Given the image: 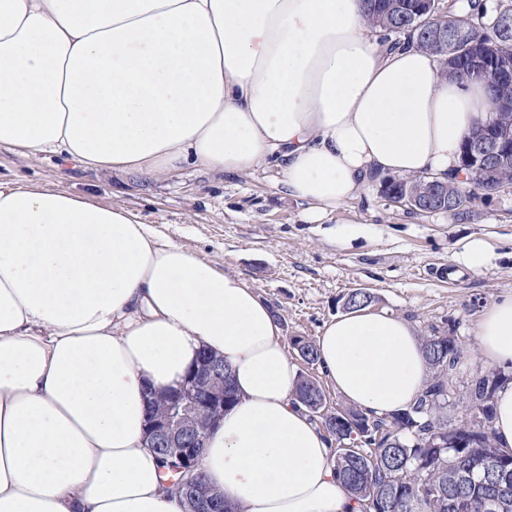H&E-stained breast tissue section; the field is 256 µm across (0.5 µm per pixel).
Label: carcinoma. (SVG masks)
Instances as JSON below:
<instances>
[{"label": "carcinoma", "mask_w": 512, "mask_h": 512, "mask_svg": "<svg viewBox=\"0 0 512 512\" xmlns=\"http://www.w3.org/2000/svg\"><path fill=\"white\" fill-rule=\"evenodd\" d=\"M448 31V46L436 48L428 40L426 9ZM467 18L443 11L426 0H363L368 24L389 34L406 33L440 58L446 76L477 78L484 82L495 117L478 127L484 134L512 138V28L503 34L500 21L512 17V5L488 12L482 0H468ZM479 56L478 72L471 58ZM428 174L398 177L397 192L418 191L421 209L455 211L462 196L488 198L504 184H512V154L478 180L465 177L448 184V196L426 198ZM431 381L418 402L394 413L391 419L374 418L343 404L323 411L321 386L301 376L295 395L314 413L329 440L336 442L334 467L346 491L362 512H497L494 500L512 499V452L496 447L493 432V397L496 382L482 379L467 396L469 418L450 424L444 417L449 378L464 354L453 336L434 331L422 337Z\"/></svg>", "instance_id": "cac0c4a2"}]
</instances>
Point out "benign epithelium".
<instances>
[{"instance_id": "obj_1", "label": "benign epithelium", "mask_w": 512, "mask_h": 512, "mask_svg": "<svg viewBox=\"0 0 512 512\" xmlns=\"http://www.w3.org/2000/svg\"><path fill=\"white\" fill-rule=\"evenodd\" d=\"M506 136H480L479 163L471 167L480 176L481 166L503 158ZM224 359L209 352L197 355L180 387L148 399L150 447L162 448L177 461L189 512H222V495L199 481L201 449L205 435L224 416Z\"/></svg>"}]
</instances>
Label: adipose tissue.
Returning a JSON list of instances; mask_svg holds the SVG:
<instances>
[{"instance_id":"1","label":"adipose tissue","mask_w":512,"mask_h":512,"mask_svg":"<svg viewBox=\"0 0 512 512\" xmlns=\"http://www.w3.org/2000/svg\"><path fill=\"white\" fill-rule=\"evenodd\" d=\"M491 116L480 81L384 39L361 0H0V147L28 160L149 180L270 166L323 213L387 176L457 177ZM477 336L512 369V292ZM204 349L239 397L206 437L211 485L237 512H360L253 288L124 208L0 184V512H183L146 391L179 387ZM317 350L376 416L428 385L419 336L382 311L337 317Z\"/></svg>"}]
</instances>
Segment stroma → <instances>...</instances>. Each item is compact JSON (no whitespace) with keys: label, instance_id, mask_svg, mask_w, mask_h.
Returning <instances> with one entry per match:
<instances>
[{"label":"stroma","instance_id":"stroma-1","mask_svg":"<svg viewBox=\"0 0 512 512\" xmlns=\"http://www.w3.org/2000/svg\"><path fill=\"white\" fill-rule=\"evenodd\" d=\"M19 179L123 207L162 241L239 276L275 309L284 340H317L358 288L417 335L435 328L456 337L464 355L452 375L449 422L467 418L471 382L498 373L480 356L476 325L484 308L512 292V186L460 211L426 213L389 204L375 182L315 221L312 203L288 195L268 167L221 180L188 167L151 183L54 160L28 165L0 147V182ZM475 244L485 258L473 268Z\"/></svg>","mask_w":512,"mask_h":512}]
</instances>
